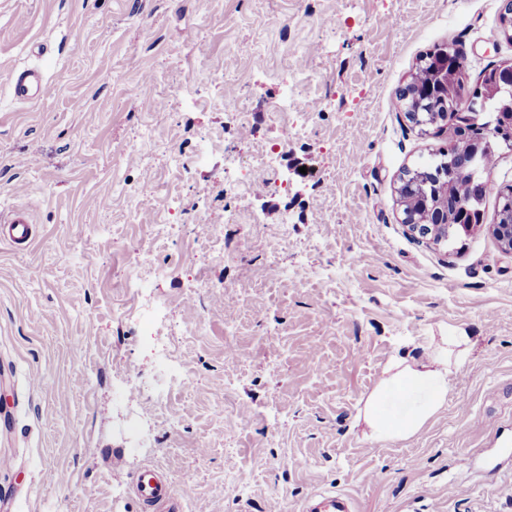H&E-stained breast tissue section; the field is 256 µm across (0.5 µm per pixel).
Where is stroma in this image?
<instances>
[{
	"mask_svg": "<svg viewBox=\"0 0 512 512\" xmlns=\"http://www.w3.org/2000/svg\"><path fill=\"white\" fill-rule=\"evenodd\" d=\"M502 5L0 0V71L45 80L32 104L0 86V215L34 220L28 247L0 242V512H144L131 485L146 465L185 512H303L319 491L356 512H512V465H490L512 448L498 202L435 246L396 193L453 142L410 120L402 89L438 46L471 89L512 60ZM288 85L309 110L272 117ZM267 143L271 170L253 161ZM240 167L251 184L233 194ZM143 181L161 193L138 195ZM199 245L202 272L181 260ZM141 251L151 265L130 261ZM452 326L476 344L445 405L412 438L366 440L360 410L390 360ZM155 330L189 383L124 400L163 370Z\"/></svg>",
	"mask_w": 512,
	"mask_h": 512,
	"instance_id": "1",
	"label": "stroma"
}]
</instances>
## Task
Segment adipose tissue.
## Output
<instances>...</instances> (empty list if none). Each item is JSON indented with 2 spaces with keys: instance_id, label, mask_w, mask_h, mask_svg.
Returning a JSON list of instances; mask_svg holds the SVG:
<instances>
[{
  "instance_id": "obj_1",
  "label": "adipose tissue",
  "mask_w": 512,
  "mask_h": 512,
  "mask_svg": "<svg viewBox=\"0 0 512 512\" xmlns=\"http://www.w3.org/2000/svg\"><path fill=\"white\" fill-rule=\"evenodd\" d=\"M474 345L470 330L453 327L422 358H394L364 403L367 437L381 443L420 433L447 401L450 378Z\"/></svg>"
}]
</instances>
